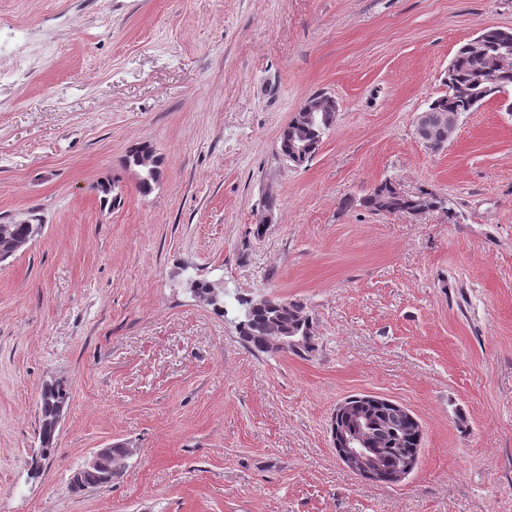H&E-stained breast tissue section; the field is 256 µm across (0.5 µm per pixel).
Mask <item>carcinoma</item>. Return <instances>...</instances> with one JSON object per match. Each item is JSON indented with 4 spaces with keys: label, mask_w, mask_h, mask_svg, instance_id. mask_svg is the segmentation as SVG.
Here are the masks:
<instances>
[{
    "label": "carcinoma",
    "mask_w": 512,
    "mask_h": 512,
    "mask_svg": "<svg viewBox=\"0 0 512 512\" xmlns=\"http://www.w3.org/2000/svg\"><path fill=\"white\" fill-rule=\"evenodd\" d=\"M447 91L434 99L427 107L431 117L439 112H457L464 115L476 111L483 102L493 96V88H512V31L500 28H487L477 36V41L462 45L448 66L445 78ZM336 120V108L328 112L316 113V122L306 131L309 144L306 155L295 156L291 152V139L295 126L287 125L279 139L280 154L295 166L307 162L318 148L323 136L331 130ZM151 149L145 144L132 149L124 160V165L140 172L139 192L149 194L160 175V159L143 166L139 162L140 151ZM360 205L376 214L410 213L420 206V197L399 194L392 184L385 180L362 198ZM43 229L40 219L33 218L27 224H0V259H7L25 249L37 239ZM272 322L297 327H310L312 318L304 306L297 302L279 299L267 300L258 306L253 300L245 301L244 319L239 323L242 339L251 347L266 352L262 340V330ZM71 392L68 385L50 381L43 385L39 399L40 427L39 440L43 448V458L47 459L56 448L55 417L59 405L68 404ZM362 411L381 421L376 439L384 465L417 454L420 439L413 436L411 425L396 409L369 396L355 397Z\"/></svg>",
    "instance_id": "obj_1"
}]
</instances>
